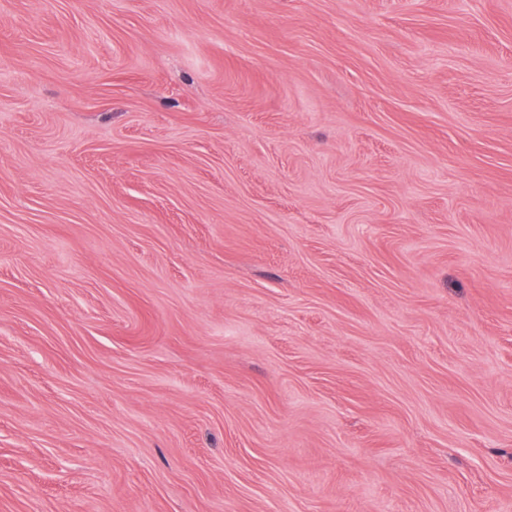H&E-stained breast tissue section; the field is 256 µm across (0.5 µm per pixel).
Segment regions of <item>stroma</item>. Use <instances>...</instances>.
<instances>
[{"label": "stroma", "instance_id": "obj_1", "mask_svg": "<svg viewBox=\"0 0 512 512\" xmlns=\"http://www.w3.org/2000/svg\"><path fill=\"white\" fill-rule=\"evenodd\" d=\"M0 512H512V0H0Z\"/></svg>", "mask_w": 512, "mask_h": 512}]
</instances>
